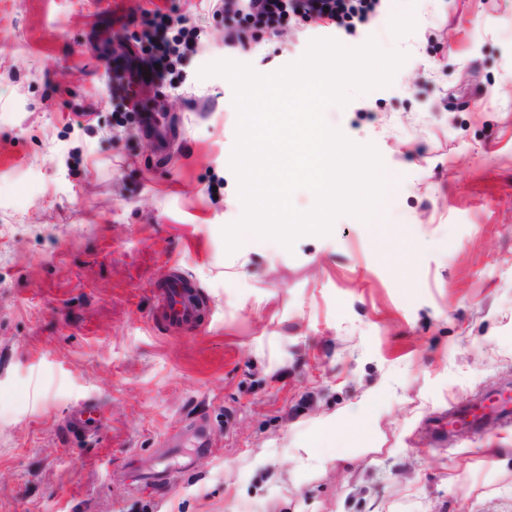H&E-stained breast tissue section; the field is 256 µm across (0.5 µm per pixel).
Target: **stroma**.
<instances>
[{
  "label": "stroma",
  "instance_id": "35a3bbf8",
  "mask_svg": "<svg viewBox=\"0 0 512 512\" xmlns=\"http://www.w3.org/2000/svg\"><path fill=\"white\" fill-rule=\"evenodd\" d=\"M161 9L200 35L163 81L173 148L116 108L99 63ZM202 0H0V512H512V423L434 444L431 423L512 390V0H387L354 33L289 20L225 47ZM410 41L384 87L350 90L329 126L374 146L387 185L367 221L292 247L225 227L234 88L207 65L269 75L311 42ZM177 266L203 326L153 320ZM378 398L352 449L308 457L323 427ZM95 437L69 431L82 403ZM185 444L171 489L135 476ZM69 423L79 432L87 434L101 428L103 417L96 406L82 405L74 410Z\"/></svg>",
  "mask_w": 512,
  "mask_h": 512
}]
</instances>
